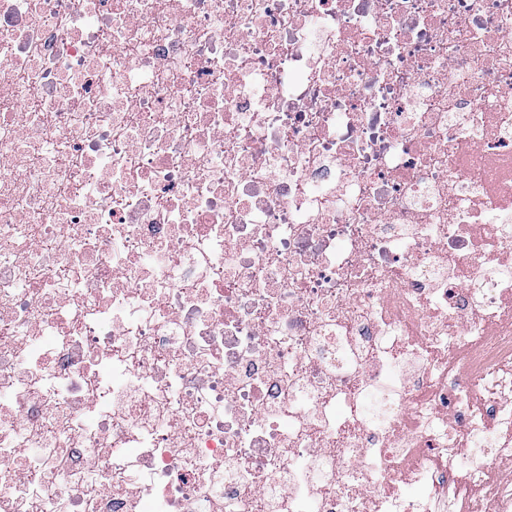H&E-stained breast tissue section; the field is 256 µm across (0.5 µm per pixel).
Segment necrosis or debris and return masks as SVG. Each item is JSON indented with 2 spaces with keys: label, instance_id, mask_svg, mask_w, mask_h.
I'll list each match as a JSON object with an SVG mask.
<instances>
[{
  "label": "necrosis or debris",
  "instance_id": "obj_1",
  "mask_svg": "<svg viewBox=\"0 0 512 512\" xmlns=\"http://www.w3.org/2000/svg\"><path fill=\"white\" fill-rule=\"evenodd\" d=\"M0 512H512V0H0Z\"/></svg>",
  "mask_w": 512,
  "mask_h": 512
}]
</instances>
